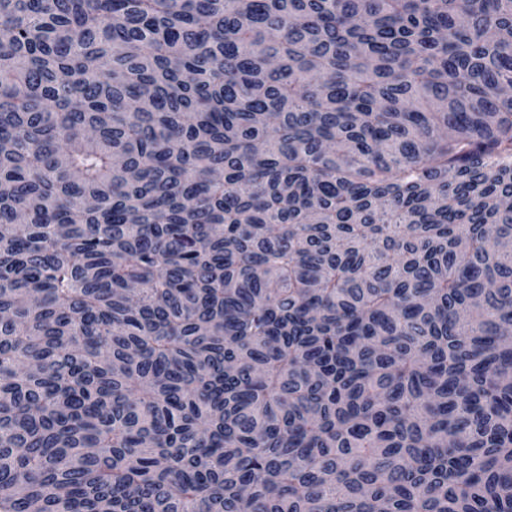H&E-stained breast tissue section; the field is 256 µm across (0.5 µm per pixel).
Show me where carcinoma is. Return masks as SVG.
<instances>
[{"label": "carcinoma", "instance_id": "obj_1", "mask_svg": "<svg viewBox=\"0 0 512 512\" xmlns=\"http://www.w3.org/2000/svg\"><path fill=\"white\" fill-rule=\"evenodd\" d=\"M0 512H512V0H0Z\"/></svg>", "mask_w": 512, "mask_h": 512}]
</instances>
